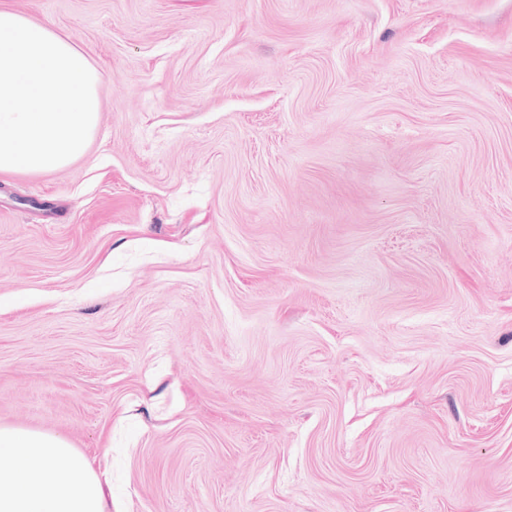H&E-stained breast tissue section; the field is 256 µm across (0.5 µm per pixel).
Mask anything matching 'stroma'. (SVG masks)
<instances>
[{
	"label": "stroma",
	"mask_w": 512,
	"mask_h": 512,
	"mask_svg": "<svg viewBox=\"0 0 512 512\" xmlns=\"http://www.w3.org/2000/svg\"><path fill=\"white\" fill-rule=\"evenodd\" d=\"M101 77L0 173V426L107 512H512V0H0Z\"/></svg>",
	"instance_id": "stroma-1"
}]
</instances>
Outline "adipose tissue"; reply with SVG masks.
<instances>
[{
    "instance_id": "obj_1",
    "label": "adipose tissue",
    "mask_w": 512,
    "mask_h": 512,
    "mask_svg": "<svg viewBox=\"0 0 512 512\" xmlns=\"http://www.w3.org/2000/svg\"><path fill=\"white\" fill-rule=\"evenodd\" d=\"M0 512H106L105 491L63 437L0 427Z\"/></svg>"
}]
</instances>
